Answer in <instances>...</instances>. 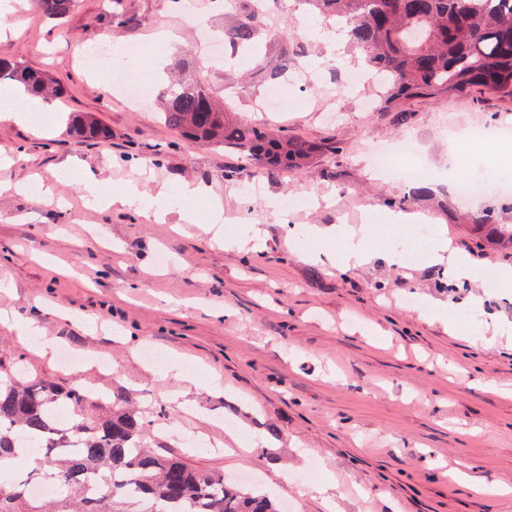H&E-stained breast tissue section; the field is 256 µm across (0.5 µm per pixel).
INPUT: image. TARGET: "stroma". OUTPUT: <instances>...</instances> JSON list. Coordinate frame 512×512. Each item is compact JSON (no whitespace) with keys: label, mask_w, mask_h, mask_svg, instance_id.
I'll return each instance as SVG.
<instances>
[{"label":"stroma","mask_w":512,"mask_h":512,"mask_svg":"<svg viewBox=\"0 0 512 512\" xmlns=\"http://www.w3.org/2000/svg\"><path fill=\"white\" fill-rule=\"evenodd\" d=\"M111 9L110 0H78L68 17L53 20L37 0H23L4 20L13 34L0 39V56L65 86L58 103L67 116H93L111 132L80 141L63 127L42 137L0 120V153L18 158L0 180L26 186L0 194V282L7 286L0 307L57 337L60 348L81 357L94 351L104 362L65 367L2 325L0 362L63 386L122 394L145 421L165 419L166 433L152 440L162 452L237 478L293 504V512H326L308 493L312 470L334 479L335 512H512V497L449 474L458 467L489 487L512 488V284L459 283L421 261L389 266L386 246L416 233L374 221L386 210L419 214L475 264L511 266L512 250L476 247L470 222L484 203L455 188L487 159L477 154L455 169L448 147H468L476 128L488 140L512 141V100L475 90L412 101L411 120L394 124L391 113L374 109L376 82L336 95L339 77L365 72L359 51L343 44L345 62L335 64L319 36L321 18L301 0H265L268 26L257 32L251 57L212 71L211 87L233 101L235 121L333 141L340 151L298 172L263 174L265 191L255 197L245 189L256 176L245 155L185 139L161 120L163 71L138 106L124 93L102 94L89 79L83 49L108 36L120 46H148L162 24L179 30L183 47L199 44L170 0H124L128 22L119 28L109 23ZM274 27L294 48L296 70L279 85L286 109L262 112L267 87L255 61H275ZM409 138L423 154L424 196L370 163L373 150ZM68 167L73 180H59ZM137 178L148 192L173 196L188 181L211 186L223 199L226 236L254 224L263 246L225 250L205 225L176 231L174 212L158 221L119 205L85 206L81 180L116 189ZM272 199L290 201L288 223L269 209ZM289 223L302 231L371 225L374 257L343 271L328 258L337 243L310 237L306 249L326 258L302 260L283 245ZM431 301L448 306L446 317H422ZM478 329L493 344L476 341ZM174 353L199 382L189 395L192 413L174 399L179 382L162 373ZM214 373L223 383L211 389L205 382Z\"/></svg>","instance_id":"1"}]
</instances>
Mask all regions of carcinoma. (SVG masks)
Wrapping results in <instances>:
<instances>
[{"instance_id": "cac0c4a2", "label": "carcinoma", "mask_w": 512, "mask_h": 512, "mask_svg": "<svg viewBox=\"0 0 512 512\" xmlns=\"http://www.w3.org/2000/svg\"><path fill=\"white\" fill-rule=\"evenodd\" d=\"M76 0H38L52 19L65 17ZM326 19L346 21L350 43L365 55L368 68L387 77L378 111L392 113L396 123L408 113L403 103L438 95H463L473 88L512 99V0H307ZM264 24L251 13L224 28V43L248 45ZM294 52L283 42L279 63L266 71L275 83L293 64ZM170 66L192 75L174 81L159 107L164 122L182 136L216 146L236 148L260 168L281 172L300 169L313 157L336 153L335 143L273 136L256 124L226 119L229 105L216 100L203 69L187 54L175 51ZM21 85L53 97L66 93L41 71L0 58V83ZM70 134L77 139H106L110 132L96 119L77 115ZM498 205L477 212V244H512V225L496 223ZM61 403L73 407L71 433L55 431L54 413ZM95 404L100 414L82 409ZM43 439L42 469L25 479L0 475V512H281L280 502L256 495L224 474L189 465L176 456L150 451L151 434L137 412L114 401L96 403L85 386L63 387L51 380H26L0 364V463L26 451L23 439ZM112 475L104 485L102 475ZM48 477L56 495H29L34 479Z\"/></svg>"}]
</instances>
